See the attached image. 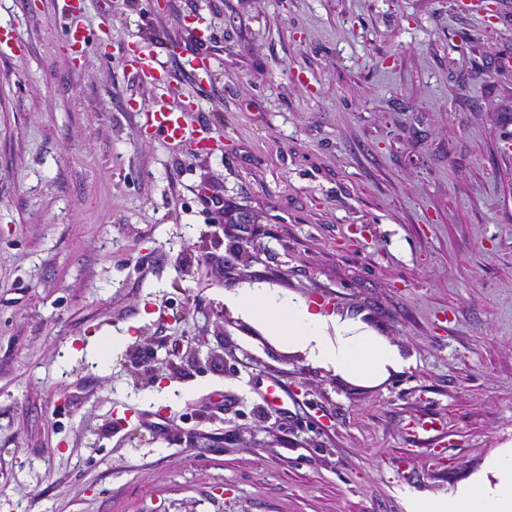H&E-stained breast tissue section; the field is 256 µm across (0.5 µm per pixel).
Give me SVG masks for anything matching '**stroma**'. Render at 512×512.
<instances>
[{"mask_svg": "<svg viewBox=\"0 0 512 512\" xmlns=\"http://www.w3.org/2000/svg\"><path fill=\"white\" fill-rule=\"evenodd\" d=\"M61 8L0 0V512H406L512 445V0H86L80 60ZM136 47L212 150L143 125ZM243 288L408 364L314 366Z\"/></svg>", "mask_w": 512, "mask_h": 512, "instance_id": "35a3bbf8", "label": "stroma"}]
</instances>
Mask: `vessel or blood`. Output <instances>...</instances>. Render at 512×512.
<instances>
[{"instance_id": "obj_1", "label": "vessel or blood", "mask_w": 512, "mask_h": 512, "mask_svg": "<svg viewBox=\"0 0 512 512\" xmlns=\"http://www.w3.org/2000/svg\"><path fill=\"white\" fill-rule=\"evenodd\" d=\"M63 39L76 53H84L88 40L83 24V0H64L61 9ZM127 62L141 81L158 91L153 106L146 113V125L171 146H178L196 135L193 126L169 102L172 90L164 76V66L152 53L139 49L128 53Z\"/></svg>"}]
</instances>
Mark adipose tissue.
Segmentation results:
<instances>
[{"label": "adipose tissue", "mask_w": 512, "mask_h": 512, "mask_svg": "<svg viewBox=\"0 0 512 512\" xmlns=\"http://www.w3.org/2000/svg\"><path fill=\"white\" fill-rule=\"evenodd\" d=\"M230 303L273 330L289 352L350 380L374 383L406 359L384 338L352 320L329 317L308 303L283 300L268 288H245ZM407 512H512V448L489 459L472 482L438 497L408 496Z\"/></svg>", "instance_id": "ef3b65f1"}]
</instances>
